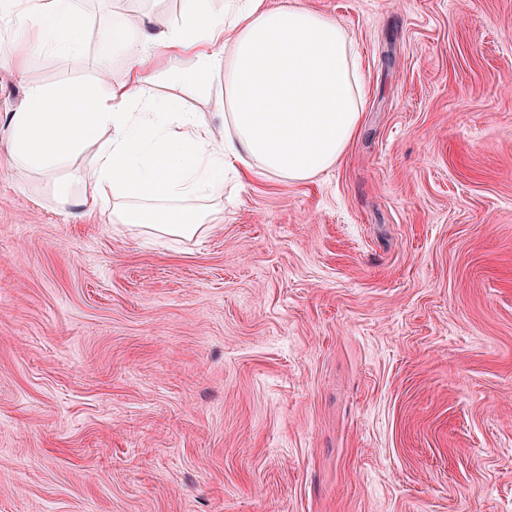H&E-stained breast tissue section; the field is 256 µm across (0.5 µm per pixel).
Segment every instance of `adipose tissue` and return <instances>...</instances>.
Instances as JSON below:
<instances>
[{
    "label": "adipose tissue",
    "instance_id": "ef3b65f1",
    "mask_svg": "<svg viewBox=\"0 0 512 512\" xmlns=\"http://www.w3.org/2000/svg\"><path fill=\"white\" fill-rule=\"evenodd\" d=\"M28 49L55 50L64 66L81 61L79 0H0V33ZM112 56L125 66L111 79L101 61L86 86L28 83L19 105L0 113V141L19 178L51 180L61 208L109 213L158 238H190L224 221V176L312 180L336 166L361 121L364 75L342 25L300 0H181L177 18L157 26L146 13L112 21ZM173 86L224 81L216 101L224 133L187 110ZM94 146L90 174L76 158ZM199 203L193 221L169 211Z\"/></svg>",
    "mask_w": 512,
    "mask_h": 512
}]
</instances>
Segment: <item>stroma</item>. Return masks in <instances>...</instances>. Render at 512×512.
<instances>
[{
    "mask_svg": "<svg viewBox=\"0 0 512 512\" xmlns=\"http://www.w3.org/2000/svg\"><path fill=\"white\" fill-rule=\"evenodd\" d=\"M366 75L359 133L164 241L0 149V512H512V0H300ZM88 83L113 12L82 0Z\"/></svg>",
    "mask_w": 512,
    "mask_h": 512,
    "instance_id": "1",
    "label": "stroma"
}]
</instances>
